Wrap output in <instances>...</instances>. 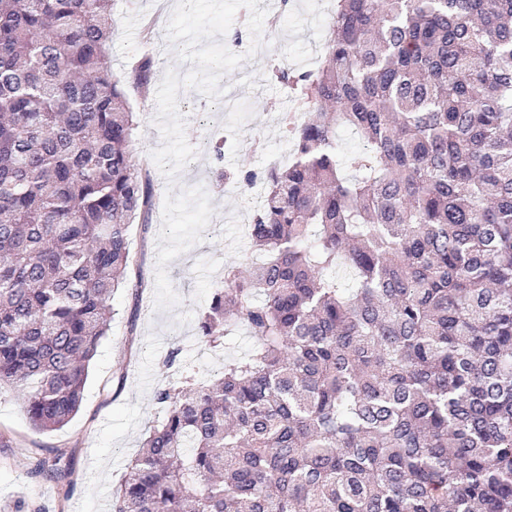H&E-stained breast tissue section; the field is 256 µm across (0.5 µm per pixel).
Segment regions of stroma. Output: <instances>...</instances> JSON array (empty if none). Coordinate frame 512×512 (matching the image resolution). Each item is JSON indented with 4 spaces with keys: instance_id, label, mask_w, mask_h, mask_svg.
Returning <instances> with one entry per match:
<instances>
[{
    "instance_id": "1",
    "label": "stroma",
    "mask_w": 512,
    "mask_h": 512,
    "mask_svg": "<svg viewBox=\"0 0 512 512\" xmlns=\"http://www.w3.org/2000/svg\"><path fill=\"white\" fill-rule=\"evenodd\" d=\"M175 2L119 0L109 43L114 76L126 78L135 57L144 53L154 58V82H161L168 68L182 75L190 70V63L176 61L166 40ZM291 2V9L285 11L279 0H267L265 49L224 75L220 85L225 93L219 100L209 101L192 89L179 93L188 141L197 146L212 135L222 139L223 160L215 162L211 153L203 152L175 181L157 174L158 206L151 223L146 227L133 224L129 239L144 278L154 281L161 204L167 191L196 185L206 189L214 209L209 225L198 243L167 265L179 305L159 311L153 294L139 298L134 289L115 290L110 300L114 310L111 329L89 363L81 408L60 430L36 431L16 390L0 389V432L12 438L10 447H0L1 502L23 498L41 503L47 512H103L150 426L161 420L154 395L177 379L178 366L193 368L209 380L221 373L225 359L243 356L254 346V339L240 326L226 349H209L200 341L198 319L223 287L225 268L232 265L245 272L255 262L240 214L261 204L268 171L287 164L291 154L292 144L282 135L279 121L293 107L294 96L272 70L314 68L331 25L333 0ZM125 91L137 125L133 150L139 156H150L163 142L154 122L156 95H141L131 85ZM220 169L249 170L255 178L248 184L221 181L216 176ZM173 351L178 354L174 368L166 364ZM58 453L69 467L67 482L32 476L38 459Z\"/></svg>"
}]
</instances>
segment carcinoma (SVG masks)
<instances>
[{
	"label": "carcinoma",
	"mask_w": 512,
	"mask_h": 512,
	"mask_svg": "<svg viewBox=\"0 0 512 512\" xmlns=\"http://www.w3.org/2000/svg\"><path fill=\"white\" fill-rule=\"evenodd\" d=\"M106 2L0 0V386L38 431L79 411L114 290L142 288L152 171ZM276 73L293 156L248 224L259 262L199 322L257 345L156 392L111 512H512V0H336L317 66Z\"/></svg>",
	"instance_id": "1"
}]
</instances>
